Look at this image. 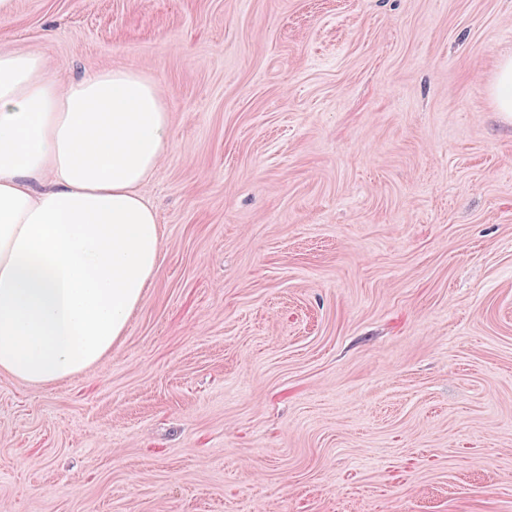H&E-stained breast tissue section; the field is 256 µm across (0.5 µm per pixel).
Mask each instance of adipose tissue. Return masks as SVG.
I'll list each match as a JSON object with an SVG mask.
<instances>
[{
	"label": "adipose tissue",
	"instance_id": "obj_1",
	"mask_svg": "<svg viewBox=\"0 0 512 512\" xmlns=\"http://www.w3.org/2000/svg\"><path fill=\"white\" fill-rule=\"evenodd\" d=\"M45 68L0 52V371L33 384L87 369L124 335L160 265L142 188L171 134L143 73Z\"/></svg>",
	"mask_w": 512,
	"mask_h": 512
}]
</instances>
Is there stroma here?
Listing matches in <instances>:
<instances>
[{
  "instance_id": "stroma-1",
  "label": "stroma",
  "mask_w": 512,
  "mask_h": 512,
  "mask_svg": "<svg viewBox=\"0 0 512 512\" xmlns=\"http://www.w3.org/2000/svg\"><path fill=\"white\" fill-rule=\"evenodd\" d=\"M170 146L126 336L0 372V512H512V0H13ZM493 96L497 112L512 119V57L501 58L496 66Z\"/></svg>"
}]
</instances>
